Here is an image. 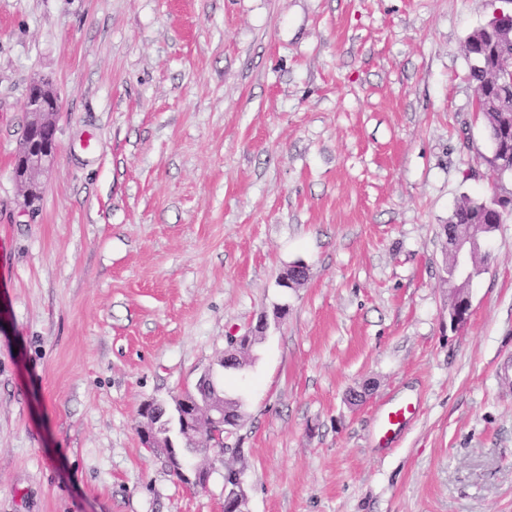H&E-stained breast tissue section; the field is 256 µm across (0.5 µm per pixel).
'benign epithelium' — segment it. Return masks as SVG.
<instances>
[{
    "instance_id": "obj_1",
    "label": "benign epithelium",
    "mask_w": 512,
    "mask_h": 512,
    "mask_svg": "<svg viewBox=\"0 0 512 512\" xmlns=\"http://www.w3.org/2000/svg\"><path fill=\"white\" fill-rule=\"evenodd\" d=\"M490 27L497 30L512 31V10L497 8L493 12ZM492 93L476 94L475 111L480 107L499 102V98L512 93V54H498L491 74ZM26 110L30 121L25 129L22 142L27 149L18 151L15 164V177L24 188L23 205L31 210L36 208V197L40 196V176L52 165L57 152L56 116L59 110L57 95L52 84L42 79L34 82L26 99ZM484 224H472L468 232L463 233L454 225L448 226L446 244L453 265L448 277V284L465 282L472 276L479 250V241L484 237ZM307 277V268L302 264L291 266L282 276L280 285L295 288ZM470 310L469 298H457L450 309L451 325L459 327L467 321ZM155 404L143 407V426L140 433L142 441L148 448H156L164 455H169L175 448L171 437L162 435L164 427L154 410ZM176 418L180 421L183 444L192 445L195 450L186 458L193 478L208 476L213 466L214 457L209 448L216 447L215 441L226 439L233 434V429L224 422V401L199 398L186 391L176 401ZM202 457L201 463L192 459Z\"/></svg>"
}]
</instances>
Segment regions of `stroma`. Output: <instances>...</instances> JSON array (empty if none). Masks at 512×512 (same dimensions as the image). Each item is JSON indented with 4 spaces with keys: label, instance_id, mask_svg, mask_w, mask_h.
Segmentation results:
<instances>
[{
    "label": "stroma",
    "instance_id": "1",
    "mask_svg": "<svg viewBox=\"0 0 512 512\" xmlns=\"http://www.w3.org/2000/svg\"><path fill=\"white\" fill-rule=\"evenodd\" d=\"M495 7L0 0V512H224L228 464L243 512H512V215L456 329L439 234L462 197H512L464 52ZM37 78L61 109L29 213ZM263 314L196 487L140 410ZM402 400L416 415L379 443ZM155 405L156 404L151 403L142 408V417L144 420L140 433L142 435V441L147 448H157L166 456V459H168L170 451L175 448V445L171 437H164L162 435L164 427L161 419L158 418L154 410Z\"/></svg>",
    "mask_w": 512,
    "mask_h": 512
}]
</instances>
